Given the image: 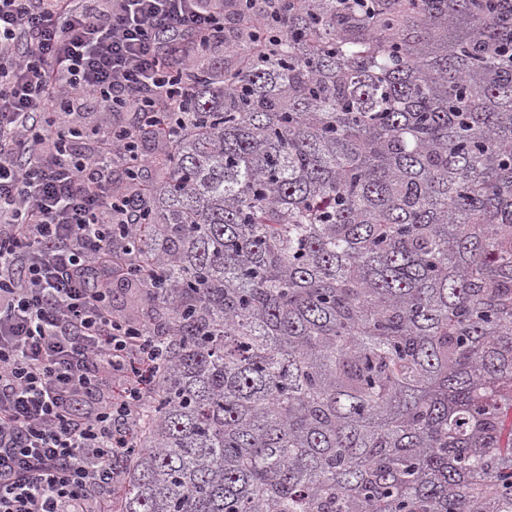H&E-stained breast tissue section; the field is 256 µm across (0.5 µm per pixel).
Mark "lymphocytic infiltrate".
<instances>
[{
	"label": "lymphocytic infiltrate",
	"mask_w": 512,
	"mask_h": 512,
	"mask_svg": "<svg viewBox=\"0 0 512 512\" xmlns=\"http://www.w3.org/2000/svg\"><path fill=\"white\" fill-rule=\"evenodd\" d=\"M223 31L224 0H0V512H111L159 370L112 312L136 268L112 233L161 163L112 115L172 134L184 48Z\"/></svg>",
	"instance_id": "1"
}]
</instances>
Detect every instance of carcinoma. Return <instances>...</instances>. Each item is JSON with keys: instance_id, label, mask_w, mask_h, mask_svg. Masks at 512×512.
I'll return each instance as SVG.
<instances>
[{"instance_id": "obj_1", "label": "carcinoma", "mask_w": 512, "mask_h": 512, "mask_svg": "<svg viewBox=\"0 0 512 512\" xmlns=\"http://www.w3.org/2000/svg\"><path fill=\"white\" fill-rule=\"evenodd\" d=\"M224 48L124 237L163 357L115 512H512V0Z\"/></svg>"}]
</instances>
